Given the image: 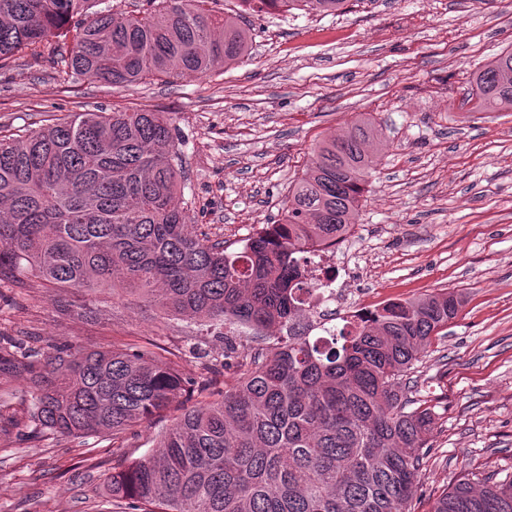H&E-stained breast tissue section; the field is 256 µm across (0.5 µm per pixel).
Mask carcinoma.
I'll use <instances>...</instances> for the list:
<instances>
[{
	"label": "carcinoma",
	"instance_id": "carcinoma-1",
	"mask_svg": "<svg viewBox=\"0 0 512 512\" xmlns=\"http://www.w3.org/2000/svg\"><path fill=\"white\" fill-rule=\"evenodd\" d=\"M138 16L96 0H0V68L48 48L60 74L115 89L151 77L204 75L241 61L249 28L217 0H145ZM325 12L346 0H244ZM471 112L512 108V45L470 73ZM374 121L314 147L281 218L244 243L212 239L176 201L182 171L163 112H82L25 135L0 134V277L61 292L120 288L167 314L267 339L184 376L181 356L139 343L86 350L0 335V382L21 376L29 404L0 414V441L23 431L79 439L155 424L196 398L158 434L152 453L119 458L105 486L124 512H410L435 425L410 397V374L463 305L442 290L354 314L326 336L305 281L316 244L354 227ZM237 374L219 388L216 377ZM432 512H512V475L459 479Z\"/></svg>",
	"mask_w": 512,
	"mask_h": 512
}]
</instances>
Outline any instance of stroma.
<instances>
[{
	"instance_id": "stroma-1",
	"label": "stroma",
	"mask_w": 512,
	"mask_h": 512,
	"mask_svg": "<svg viewBox=\"0 0 512 512\" xmlns=\"http://www.w3.org/2000/svg\"><path fill=\"white\" fill-rule=\"evenodd\" d=\"M243 62L207 76L151 78L123 90L18 58L0 75V128L48 116L168 112L190 216L225 240L275 223L312 147L357 119L381 124L352 233L336 265L348 309L440 290L462 293L413 378L438 419L413 512L449 484L512 472V112H470L468 77L512 43V0H349L327 15L285 7L250 19ZM85 316L32 282L0 298V333L90 349L155 342L197 377L224 342L162 318L122 291L89 295ZM111 437L43 434L0 442V512H121L105 497Z\"/></svg>"
}]
</instances>
